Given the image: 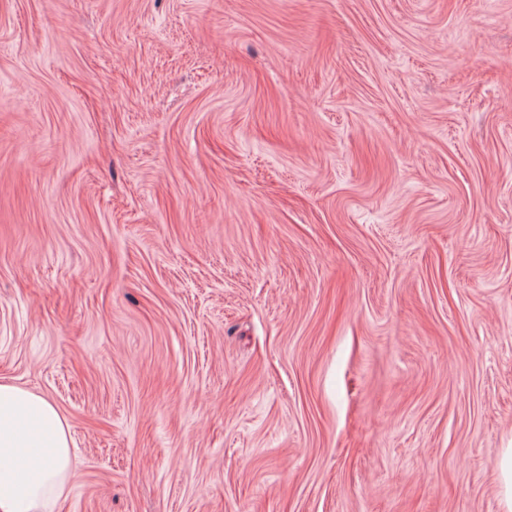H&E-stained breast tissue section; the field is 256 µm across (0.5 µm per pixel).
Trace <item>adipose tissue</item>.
I'll return each mask as SVG.
<instances>
[{
	"mask_svg": "<svg viewBox=\"0 0 512 512\" xmlns=\"http://www.w3.org/2000/svg\"><path fill=\"white\" fill-rule=\"evenodd\" d=\"M72 476L69 431L56 407L0 383V512H53Z\"/></svg>",
	"mask_w": 512,
	"mask_h": 512,
	"instance_id": "ef3b65f1",
	"label": "adipose tissue"
}]
</instances>
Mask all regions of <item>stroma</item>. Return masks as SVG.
I'll list each match as a JSON object with an SVG mask.
<instances>
[{
  "label": "stroma",
  "mask_w": 512,
  "mask_h": 512,
  "mask_svg": "<svg viewBox=\"0 0 512 512\" xmlns=\"http://www.w3.org/2000/svg\"><path fill=\"white\" fill-rule=\"evenodd\" d=\"M0 380L55 512H501L512 0H0ZM72 476L69 431L56 407L0 383V512H54Z\"/></svg>",
  "instance_id": "obj_1"
}]
</instances>
